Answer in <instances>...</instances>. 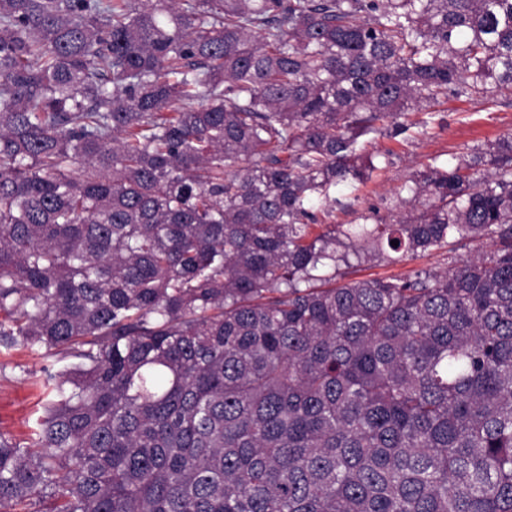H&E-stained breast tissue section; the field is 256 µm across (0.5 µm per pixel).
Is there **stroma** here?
Returning a JSON list of instances; mask_svg holds the SVG:
<instances>
[{
    "mask_svg": "<svg viewBox=\"0 0 512 512\" xmlns=\"http://www.w3.org/2000/svg\"><path fill=\"white\" fill-rule=\"evenodd\" d=\"M423 116L408 113L410 130L398 137L374 132L359 141L362 152L380 157L370 179L336 191L338 204L329 218L333 224H360L365 218L391 220L399 198L407 196L412 174L426 165H447L452 157L473 153L512 132V97L496 92L441 104L430 124ZM445 253L433 252L397 262L372 261L343 269L342 282L404 276L418 269L441 270ZM75 363L60 351H35L17 345L0 346V432L32 443L44 404L50 400L44 368L62 373Z\"/></svg>",
    "mask_w": 512,
    "mask_h": 512,
    "instance_id": "obj_1",
    "label": "stroma"
}]
</instances>
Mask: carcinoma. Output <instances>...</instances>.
Returning a JSON list of instances; mask_svg holds the SVG:
<instances>
[{"label":"carcinoma","instance_id":"1","mask_svg":"<svg viewBox=\"0 0 512 512\" xmlns=\"http://www.w3.org/2000/svg\"><path fill=\"white\" fill-rule=\"evenodd\" d=\"M490 85L512 0H0V346L79 360L0 512H512V133L312 234ZM446 253L432 252L416 258H406L397 262L372 261L357 265L352 268L341 267L340 272L343 274L338 277L339 284L360 281L372 278H384L393 276H405L414 270L430 269L442 270L448 266Z\"/></svg>","mask_w":512,"mask_h":512}]
</instances>
